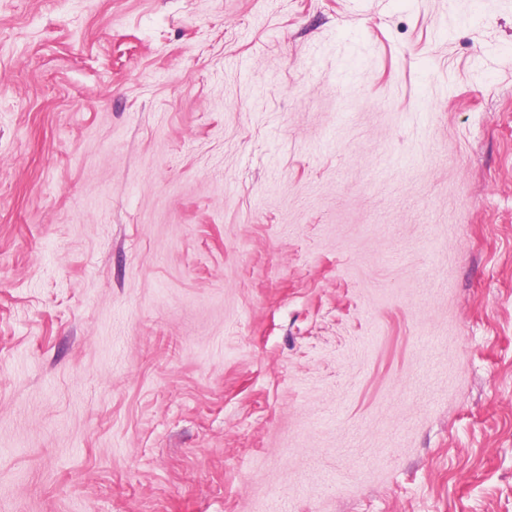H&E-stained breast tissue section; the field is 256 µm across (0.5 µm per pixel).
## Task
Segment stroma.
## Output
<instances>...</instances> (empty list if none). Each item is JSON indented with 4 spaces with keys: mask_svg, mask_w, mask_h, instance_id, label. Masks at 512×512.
Instances as JSON below:
<instances>
[{
    "mask_svg": "<svg viewBox=\"0 0 512 512\" xmlns=\"http://www.w3.org/2000/svg\"><path fill=\"white\" fill-rule=\"evenodd\" d=\"M0 512H512V0H0Z\"/></svg>",
    "mask_w": 512,
    "mask_h": 512,
    "instance_id": "obj_1",
    "label": "stroma"
}]
</instances>
